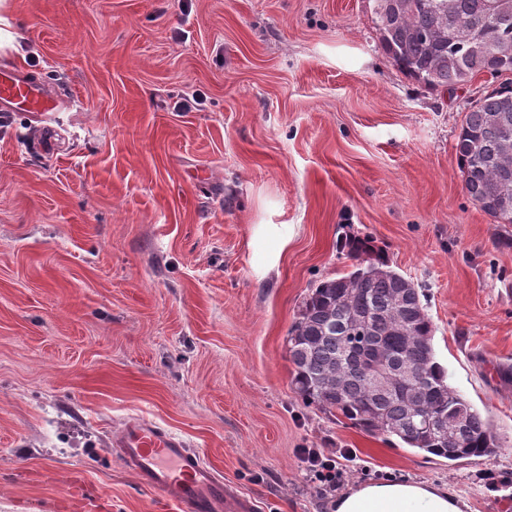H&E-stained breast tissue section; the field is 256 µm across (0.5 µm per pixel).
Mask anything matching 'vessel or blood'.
I'll use <instances>...</instances> for the list:
<instances>
[{"label":"vessel or blood","instance_id":"b4317fda","mask_svg":"<svg viewBox=\"0 0 512 512\" xmlns=\"http://www.w3.org/2000/svg\"><path fill=\"white\" fill-rule=\"evenodd\" d=\"M26 103L32 112L73 107L59 101L41 82L21 73L0 74V106ZM125 466L146 488L158 492L174 512H253L254 503L225 484L183 439L141 418L130 419L113 440Z\"/></svg>","mask_w":512,"mask_h":512}]
</instances>
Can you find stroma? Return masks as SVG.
Listing matches in <instances>:
<instances>
[{
	"label": "stroma",
	"instance_id": "35a3bbf8",
	"mask_svg": "<svg viewBox=\"0 0 512 512\" xmlns=\"http://www.w3.org/2000/svg\"><path fill=\"white\" fill-rule=\"evenodd\" d=\"M0 71L74 96L0 112V512H168L112 449L140 417L255 512H332L297 456L512 512V225L455 143L512 74L426 89L368 0H0ZM194 96L196 110L176 108ZM373 238L418 289L448 383L498 452L450 461L303 401L288 332Z\"/></svg>",
	"mask_w": 512,
	"mask_h": 512
}]
</instances>
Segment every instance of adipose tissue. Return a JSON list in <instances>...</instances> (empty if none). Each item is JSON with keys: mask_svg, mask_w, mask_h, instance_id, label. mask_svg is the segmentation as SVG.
<instances>
[{"mask_svg": "<svg viewBox=\"0 0 512 512\" xmlns=\"http://www.w3.org/2000/svg\"><path fill=\"white\" fill-rule=\"evenodd\" d=\"M447 490L424 482L371 481L337 497L334 512H465Z\"/></svg>", "mask_w": 512, "mask_h": 512, "instance_id": "adipose-tissue-1", "label": "adipose tissue"}]
</instances>
